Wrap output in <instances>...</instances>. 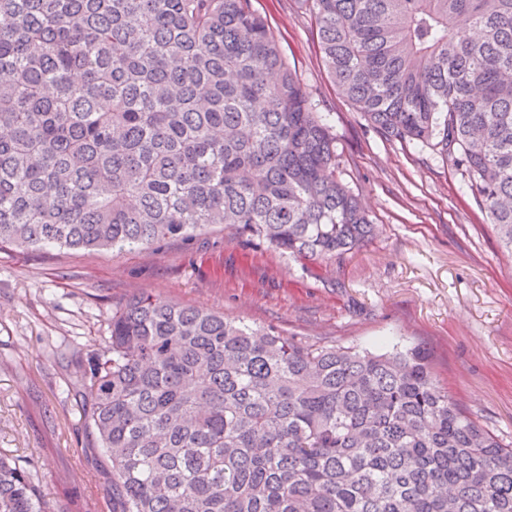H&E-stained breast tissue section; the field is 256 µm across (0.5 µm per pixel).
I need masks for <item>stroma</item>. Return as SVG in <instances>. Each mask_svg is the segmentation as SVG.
I'll use <instances>...</instances> for the list:
<instances>
[{
    "mask_svg": "<svg viewBox=\"0 0 512 512\" xmlns=\"http://www.w3.org/2000/svg\"><path fill=\"white\" fill-rule=\"evenodd\" d=\"M327 113L336 174L374 239L303 266L233 228L122 252L0 251V455L37 476L49 512H108L87 408L70 383L134 295L203 307L285 336L372 352L422 346L439 386L512 445V254L451 162L374 132L327 74L313 16L252 0Z\"/></svg>",
    "mask_w": 512,
    "mask_h": 512,
    "instance_id": "stroma-1",
    "label": "stroma"
}]
</instances>
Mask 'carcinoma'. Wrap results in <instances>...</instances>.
I'll return each instance as SVG.
<instances>
[{
    "label": "carcinoma",
    "instance_id": "1",
    "mask_svg": "<svg viewBox=\"0 0 512 512\" xmlns=\"http://www.w3.org/2000/svg\"><path fill=\"white\" fill-rule=\"evenodd\" d=\"M299 4L355 111L451 160L512 253V0ZM0 129V248L222 224L320 265L375 234L251 0H0ZM109 333L74 372L109 512H512V446L417 347L308 343L144 294ZM0 512H50L3 456Z\"/></svg>",
    "mask_w": 512,
    "mask_h": 512
}]
</instances>
